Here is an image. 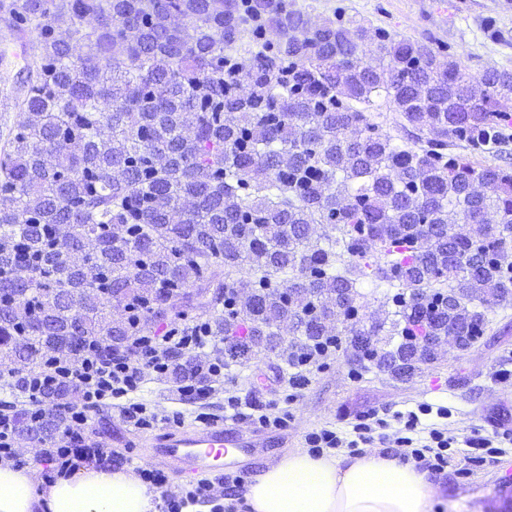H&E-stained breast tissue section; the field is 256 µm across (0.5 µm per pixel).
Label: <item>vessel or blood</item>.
Listing matches in <instances>:
<instances>
[{
  "instance_id": "b4317fda",
  "label": "vessel or blood",
  "mask_w": 512,
  "mask_h": 512,
  "mask_svg": "<svg viewBox=\"0 0 512 512\" xmlns=\"http://www.w3.org/2000/svg\"><path fill=\"white\" fill-rule=\"evenodd\" d=\"M155 455L190 469L220 471L228 454H241L249 443L237 425L214 421L164 430L152 439Z\"/></svg>"
}]
</instances>
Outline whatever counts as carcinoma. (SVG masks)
Returning <instances> with one entry per match:
<instances>
[{
    "label": "carcinoma",
    "mask_w": 512,
    "mask_h": 512,
    "mask_svg": "<svg viewBox=\"0 0 512 512\" xmlns=\"http://www.w3.org/2000/svg\"><path fill=\"white\" fill-rule=\"evenodd\" d=\"M0 13L8 34L38 33L34 74L0 95L19 116L0 143L9 395L44 356L107 358L118 347L101 337L195 311L235 363L274 350L288 322L292 347L334 335L348 361L408 381L431 362L427 338L472 346L512 299V167L486 158L512 73L473 75L360 21L310 30L286 0H0ZM90 38L94 57L78 53ZM384 104L399 137L376 122ZM317 224L336 235L312 240ZM375 246L374 279L397 289L383 318L336 267ZM53 392L55 418L13 410L40 448L74 388Z\"/></svg>",
    "instance_id": "carcinoma-1"
}]
</instances>
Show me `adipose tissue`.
<instances>
[{"mask_svg":"<svg viewBox=\"0 0 512 512\" xmlns=\"http://www.w3.org/2000/svg\"><path fill=\"white\" fill-rule=\"evenodd\" d=\"M428 472L366 449L358 457L291 453L245 494L252 512H430ZM156 489L126 470L87 464L38 489L32 467L0 465V512H161Z\"/></svg>","mask_w":512,"mask_h":512,"instance_id":"ef3b65f1","label":"adipose tissue"}]
</instances>
